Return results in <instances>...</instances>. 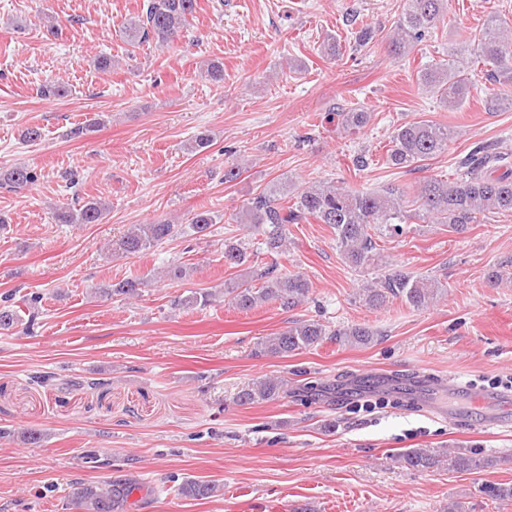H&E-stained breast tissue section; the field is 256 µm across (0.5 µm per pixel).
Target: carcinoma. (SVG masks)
<instances>
[{"instance_id":"cac0c4a2","label":"carcinoma","mask_w":512,"mask_h":512,"mask_svg":"<svg viewBox=\"0 0 512 512\" xmlns=\"http://www.w3.org/2000/svg\"><path fill=\"white\" fill-rule=\"evenodd\" d=\"M198 0H143L138 14L128 20L124 33L132 43L153 40L159 46L172 42L197 11ZM447 8V0H405L403 12L388 37L391 51L402 54L418 44L437 27ZM473 55L476 62L488 67L485 76L493 83L502 77L512 79V23L493 14L478 35ZM419 89L436 95L451 109L462 108L471 95L473 84L466 76V67L457 63H438L420 75ZM329 120L348 135L360 132L370 120V113L361 108L329 113ZM455 131L448 125L431 120L407 122L395 129L386 150V162L397 169L422 170L421 162L448 150ZM508 153L496 143H478L465 156L452 180L436 175L425 176L407 190L393 185L381 189L359 188L342 182L335 185L319 181L298 191L288 183H273L250 198L235 214L238 224H250L263 232L266 252H283L290 224L329 225L336 235V249L350 268L374 277L359 292L364 305L378 309L393 299H400L413 308H423L444 294L446 286L435 276L406 271L380 273L383 257L377 239L380 236H400L404 225L418 218L430 224H446L460 232L476 222L486 212L512 214V170L507 169ZM37 181V173L16 166L0 171V184L15 190ZM107 205L97 199H87L79 205L63 207L53 213L59 224H97L105 215ZM210 210L195 212L190 229L195 234L207 231L216 223ZM175 225L167 221L133 224L118 240V250L135 255L150 250L173 236ZM250 254L241 242H224V263L232 268L249 261ZM141 280L128 278L107 288L99 289L105 296H133ZM311 281L302 273H287L270 265L256 268L251 275L224 288V298L233 307L247 311L267 302L277 301L293 309L307 299ZM210 291H194L178 296L174 305L206 307L212 304ZM376 332L355 324L336 330L315 319H299L272 337L258 343V353L292 356L313 348L325 340L344 345L365 346L374 341ZM287 383L277 377H266L238 391L240 406L274 400L286 392ZM404 462L418 471L448 462V467L468 470L490 467L492 458L477 459L460 452L440 454L428 448H414L403 455ZM143 485L131 474H115L99 485H84L77 489L76 499L83 512H126L129 499ZM483 493L501 503H512V484L494 483L483 487ZM224 486L214 481L187 476L177 486V495L191 500L217 498Z\"/></svg>"}]
</instances>
